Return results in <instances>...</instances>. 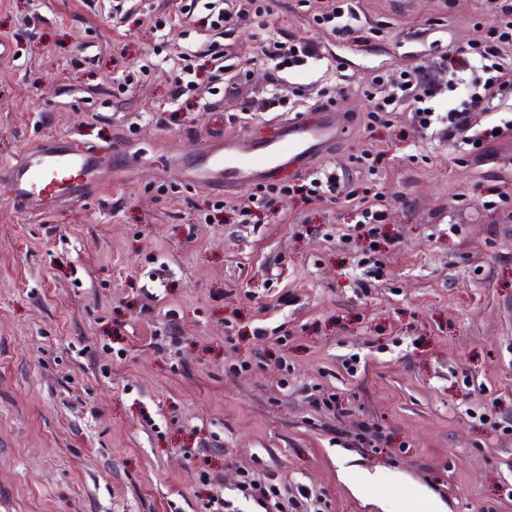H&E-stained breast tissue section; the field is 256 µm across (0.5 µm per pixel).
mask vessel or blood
<instances>
[{"mask_svg":"<svg viewBox=\"0 0 512 512\" xmlns=\"http://www.w3.org/2000/svg\"><path fill=\"white\" fill-rule=\"evenodd\" d=\"M343 112L321 111L275 120L267 132L252 135L213 133L174 163L196 186L237 193L276 178L307 170L336 151L348 130ZM128 145L113 143L72 148L64 140H48L23 150L0 165V181L11 187V201L22 212L41 216L105 185L134 163Z\"/></svg>","mask_w":512,"mask_h":512,"instance_id":"obj_1","label":"vessel or blood"}]
</instances>
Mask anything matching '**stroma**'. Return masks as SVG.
<instances>
[{"label": "stroma", "instance_id": "1", "mask_svg": "<svg viewBox=\"0 0 512 512\" xmlns=\"http://www.w3.org/2000/svg\"><path fill=\"white\" fill-rule=\"evenodd\" d=\"M505 0H358L349 35L304 0L216 35L196 7L156 28L159 0L113 23L110 0H0V162L63 138L124 141L138 156L94 196L39 218L0 183V512H206L237 498L240 469L301 482L324 512H386L342 464L439 512H512V133L480 148L421 138L407 105L367 129L369 76H398L481 39ZM321 57L275 71L269 38ZM224 44V96L179 110L183 56ZM285 80L274 103V78ZM328 92L353 122L327 169L383 205L377 241L353 203L281 197L259 220L168 161L224 129L313 108ZM250 100V113L238 105ZM380 152L377 173L354 161ZM336 395L335 417L307 386ZM389 441L360 450L358 422Z\"/></svg>", "mask_w": 512, "mask_h": 512}]
</instances>
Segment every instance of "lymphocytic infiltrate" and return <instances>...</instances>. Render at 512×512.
Listing matches in <instances>:
<instances>
[{
    "mask_svg": "<svg viewBox=\"0 0 512 512\" xmlns=\"http://www.w3.org/2000/svg\"><path fill=\"white\" fill-rule=\"evenodd\" d=\"M512 46V5L505 6L497 25L490 28L483 40L470 45L468 53L472 59L474 78L455 75V84L464 87L465 92L458 102L446 113L437 112L434 102L446 92L444 85L431 78L421 69L402 71L398 78L384 80L376 75L371 79L373 87L385 88L386 93L378 99L369 112L370 123L384 122L386 114L396 105L408 104L412 120L421 135L441 134L456 137L470 129L472 113L489 112L496 102L512 96V70L502 67L500 58L504 47ZM264 55L274 61L276 68L285 70L300 67L319 55L316 44H302L269 40L263 47ZM343 188L336 174L322 169L309 175L301 184L270 186L263 205H270L275 194L302 193L311 201H322L326 197L341 194ZM238 492L245 500L253 502L261 512H312L315 500L312 490L298 484L288 493H281L277 484L255 478L249 470H242L237 485Z\"/></svg>",
    "mask_w": 512,
    "mask_h": 512,
    "instance_id": "lymphocytic-infiltrate-1",
    "label": "lymphocytic infiltrate"
}]
</instances>
